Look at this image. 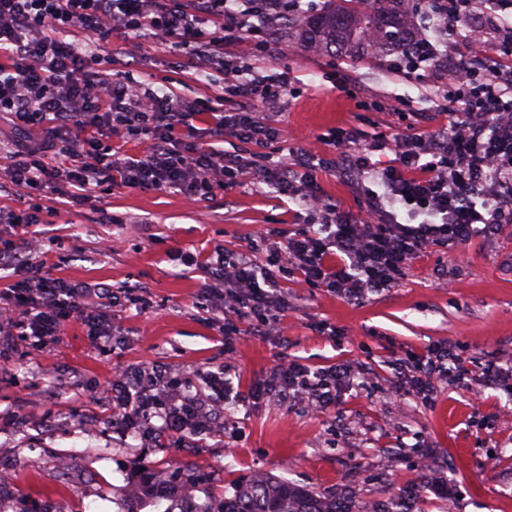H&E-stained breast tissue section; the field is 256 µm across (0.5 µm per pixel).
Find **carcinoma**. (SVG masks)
<instances>
[{"label":"carcinoma","mask_w":512,"mask_h":512,"mask_svg":"<svg viewBox=\"0 0 512 512\" xmlns=\"http://www.w3.org/2000/svg\"><path fill=\"white\" fill-rule=\"evenodd\" d=\"M403 0H325L320 12L305 18L298 40L327 52L353 53L369 45L378 32L386 41L376 52H398L412 39L415 27L400 8ZM210 512H354L351 507L310 489L272 476L236 484L218 508Z\"/></svg>","instance_id":"1"}]
</instances>
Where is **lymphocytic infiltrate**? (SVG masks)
<instances>
[{"instance_id":"1","label":"lymphocytic infiltrate","mask_w":512,"mask_h":512,"mask_svg":"<svg viewBox=\"0 0 512 512\" xmlns=\"http://www.w3.org/2000/svg\"><path fill=\"white\" fill-rule=\"evenodd\" d=\"M286 0H0V113L20 128L22 140L5 177L14 191L53 189L67 184L78 196L89 186L106 184L140 190L172 191L205 201L244 178L273 186L311 207L306 230L269 245L266 262L252 250L218 255L208 263L213 288L224 312V333L240 335L241 325L276 326L288 303L279 275L296 274L309 284L352 301L393 287L428 247L448 242L464 246L512 224V27L502 30L508 61L489 66L466 53L447 59L417 42L403 53L406 71L431 57L435 72L450 89L448 131L441 135L397 137L394 160L373 162L360 156L353 170L362 183L365 204L358 216L327 204L318 193L317 173L327 165L322 155L304 149L290 161L272 162L268 144L281 131L267 119L292 83L290 72L272 80L245 71L232 53L245 32L258 27L265 49L281 55L275 37ZM79 28L94 40L146 33L193 45L184 67L222 71L235 88L236 104L201 106L176 94H158L148 84L100 71L99 55L81 52L66 35ZM209 114L210 145L177 138L194 132L197 116ZM232 137L241 153H225ZM136 141L138 155H116L111 140ZM58 156V163L47 160ZM411 204L416 224L399 223L394 207ZM37 206L12 212L10 222L22 235L0 248V270L20 272L19 280L0 290V327L22 341L56 340L64 322L90 324L106 335L107 310L117 296L143 302L131 289L88 288L53 276L37 259L24 232L38 223ZM404 372L405 390L431 398L434 380L458 360L445 344L411 353ZM359 374L348 365L311 370L291 362L274 369L252 392L288 403L306 400L316 411L335 407L338 393L354 386ZM159 371L112 386V414L119 423L160 417L164 429L201 434L219 412L198 399L161 388Z\"/></svg>"}]
</instances>
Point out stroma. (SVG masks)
I'll return each instance as SVG.
<instances>
[{
    "mask_svg": "<svg viewBox=\"0 0 512 512\" xmlns=\"http://www.w3.org/2000/svg\"><path fill=\"white\" fill-rule=\"evenodd\" d=\"M261 33L234 47L242 65L266 73L291 70L294 81L277 116L288 145L330 158L317 175L320 194L358 213L364 196L348 157L321 137L336 127L369 134L442 133L448 100L429 64L403 74L389 55L353 57L292 45L285 58H259ZM188 44L146 36L113 38L102 49L107 74L174 91L191 102L235 98L219 71L181 68ZM349 88L333 86L336 72ZM39 206L30 229L54 276L73 282L143 286L148 306L117 301L112 340L87 325L65 322L58 339L39 348L0 335L11 364L0 369V467L11 468L15 491L0 512H44L54 498L76 512H119L141 499L144 474L190 475L208 512L234 483L262 474L308 486L361 512H390L404 496L410 512H512V224L464 247L434 246L388 290L354 303L300 277L281 278L288 300L282 329L245 328L224 348V322L211 309L202 267L215 248L253 245L266 258L268 234L291 235L309 222L305 203L273 187L243 182L208 201L124 186L98 188L81 200L44 190L0 195V210ZM447 276H439V267ZM433 342L459 355L436 386L433 402L398 394L399 361ZM311 369L339 363L364 367L363 385L323 414L307 404L250 398L281 360ZM498 387L474 403L489 362ZM159 366L187 397H203L204 377L224 371L233 387L213 433L196 437L162 430L160 418L124 429L112 420L108 390L119 373ZM72 461L64 474L57 458Z\"/></svg>",
    "mask_w": 512,
    "mask_h": 512,
    "instance_id": "35a3bbf8",
    "label": "stroma"
}]
</instances>
